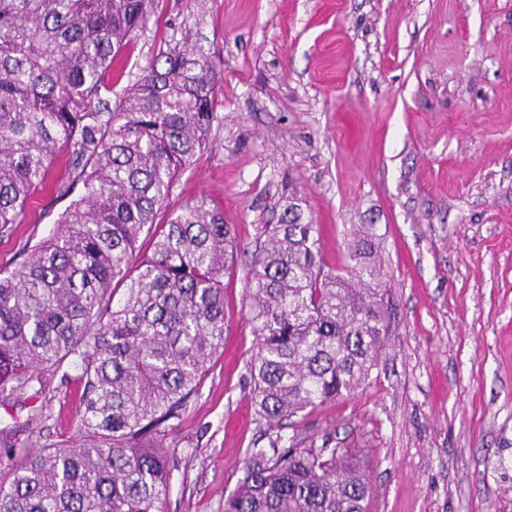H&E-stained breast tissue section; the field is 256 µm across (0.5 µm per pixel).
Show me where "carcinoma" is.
<instances>
[{"label":"carcinoma","mask_w":512,"mask_h":512,"mask_svg":"<svg viewBox=\"0 0 512 512\" xmlns=\"http://www.w3.org/2000/svg\"><path fill=\"white\" fill-rule=\"evenodd\" d=\"M150 4L0 0V225L22 223L58 159L68 178L57 193L75 195L22 268L0 272V406L42 395L56 375L79 382L83 404L80 438L64 446L30 449L25 426L0 428V463L14 465L0 512H162L167 456L153 438L223 346L234 228L205 200L167 209L176 177L209 147L210 57L163 53L112 100V65ZM264 233L246 296L250 373L278 434L245 453L224 512H365V475L279 430L353 393L376 365L389 322L370 285L375 235L328 269L295 198Z\"/></svg>","instance_id":"cac0c4a2"}]
</instances>
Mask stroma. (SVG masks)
Returning a JSON list of instances; mask_svg holds the SVG:
<instances>
[{"mask_svg":"<svg viewBox=\"0 0 512 512\" xmlns=\"http://www.w3.org/2000/svg\"><path fill=\"white\" fill-rule=\"evenodd\" d=\"M194 45L216 119L168 204H218L237 249L223 347L164 425V512H224L246 449L269 445L245 290L292 195L329 266L374 226L391 325L369 380L283 436L342 449L371 485L366 512H512V0H154L113 97ZM64 176L53 165L23 223L0 228V270L50 234ZM46 401L33 448L78 434L76 385L52 381Z\"/></svg>","mask_w":512,"mask_h":512,"instance_id":"35a3bbf8","label":"stroma"}]
</instances>
